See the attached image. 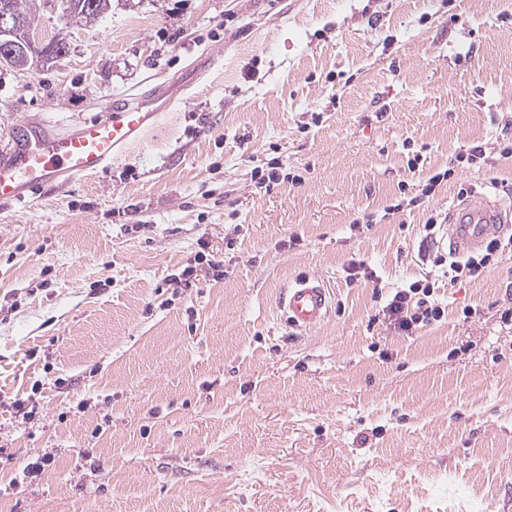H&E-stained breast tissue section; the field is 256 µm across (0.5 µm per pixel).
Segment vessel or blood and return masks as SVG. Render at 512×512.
I'll use <instances>...</instances> for the list:
<instances>
[{"label": "vessel or blood", "instance_id": "vessel-or-blood-1", "mask_svg": "<svg viewBox=\"0 0 512 512\" xmlns=\"http://www.w3.org/2000/svg\"><path fill=\"white\" fill-rule=\"evenodd\" d=\"M111 114L74 129L53 133L40 128L23 135L12 151L0 154V204L24 199L51 183H66L98 173L158 122L157 95L114 104ZM512 216V207L482 204L468 208L452 228V251L461 254L481 245L486 236ZM332 298L320 282L297 281L287 287L278 306L293 327L310 329L329 316Z\"/></svg>", "mask_w": 512, "mask_h": 512}]
</instances>
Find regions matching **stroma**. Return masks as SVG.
<instances>
[{
    "label": "stroma",
    "instance_id": "stroma-1",
    "mask_svg": "<svg viewBox=\"0 0 512 512\" xmlns=\"http://www.w3.org/2000/svg\"><path fill=\"white\" fill-rule=\"evenodd\" d=\"M32 33L68 52L0 67V151L165 108L104 171L0 206V512H512V247L442 263L460 183L508 205L512 157L385 212L512 140V0L41 4ZM307 277L332 310L297 330L278 299ZM417 280L445 315L396 331ZM466 158L467 162L473 163H481L487 165V156L486 151L482 149L481 146H475L469 150V153L465 156L464 154L457 155L454 160H451L448 164V169H446L443 173H436L428 179V183L425 185V188L422 189L421 196L429 197L431 193H434L437 185H440L441 182L445 180L451 179L455 176L456 169L459 166V163L462 162ZM501 246L500 240L492 238L486 241L483 253L477 257L469 256L465 259L450 261L448 263V277L454 281L462 277L463 273L469 277L479 275L491 265Z\"/></svg>",
    "mask_w": 512,
    "mask_h": 512
}]
</instances>
